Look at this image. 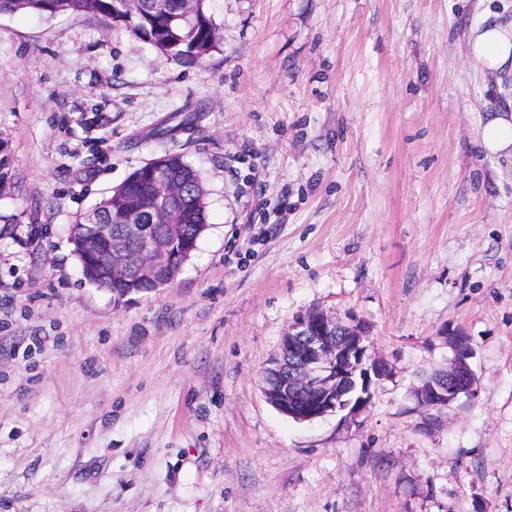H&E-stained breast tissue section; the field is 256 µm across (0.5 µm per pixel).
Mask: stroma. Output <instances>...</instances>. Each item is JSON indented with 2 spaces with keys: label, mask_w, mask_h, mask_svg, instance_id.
Listing matches in <instances>:
<instances>
[{
  "label": "stroma",
  "mask_w": 512,
  "mask_h": 512,
  "mask_svg": "<svg viewBox=\"0 0 512 512\" xmlns=\"http://www.w3.org/2000/svg\"><path fill=\"white\" fill-rule=\"evenodd\" d=\"M210 10L195 61L92 13L0 15V512H512V160L473 145L512 78L466 57L512 0ZM165 150L207 226L172 285L118 302L70 228ZM311 309L357 315L395 369L354 421L263 394ZM444 330L478 392L431 423L412 391Z\"/></svg>",
  "instance_id": "1"
}]
</instances>
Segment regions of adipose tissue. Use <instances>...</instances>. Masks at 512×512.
Masks as SVG:
<instances>
[{"label":"adipose tissue","mask_w":512,"mask_h":512,"mask_svg":"<svg viewBox=\"0 0 512 512\" xmlns=\"http://www.w3.org/2000/svg\"><path fill=\"white\" fill-rule=\"evenodd\" d=\"M467 57L482 75L512 76V22L484 20L471 33ZM477 143L485 153L512 158V111L504 109L487 115L479 128Z\"/></svg>","instance_id":"1"}]
</instances>
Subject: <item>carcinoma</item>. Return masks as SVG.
<instances>
[{"label": "carcinoma", "mask_w": 512, "mask_h": 512, "mask_svg": "<svg viewBox=\"0 0 512 512\" xmlns=\"http://www.w3.org/2000/svg\"><path fill=\"white\" fill-rule=\"evenodd\" d=\"M209 0H166L162 10L151 0H0V14L32 13L53 18L63 13L89 12L104 21L126 26L157 49L181 60H198L219 48V28L208 9ZM10 147L0 140V189L10 187ZM82 221L112 223V196H106L82 216Z\"/></svg>", "instance_id": "obj_1"}]
</instances>
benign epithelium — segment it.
Segmentation results:
<instances>
[{"instance_id":"7a95c632","label":"benign epithelium","mask_w":512,"mask_h":512,"mask_svg":"<svg viewBox=\"0 0 512 512\" xmlns=\"http://www.w3.org/2000/svg\"><path fill=\"white\" fill-rule=\"evenodd\" d=\"M171 156L162 155L136 168L112 209L133 219L112 231L110 224H75L71 229L74 251L86 267L89 284L106 288L121 300L171 284L187 256L196 248L198 229L188 238L177 203L186 185L173 178ZM151 175L147 201L140 205L128 188L142 171ZM453 358L415 389L419 407L428 411L450 407L462 396L476 395L477 378L468 359L470 340L462 333L449 336ZM274 378L264 379V393L281 414L301 421L344 413L356 419L371 403V386L394 375L393 366L376 356L364 322L353 315L341 318L321 310L295 317L282 337L280 352L272 361Z\"/></svg>"}]
</instances>
